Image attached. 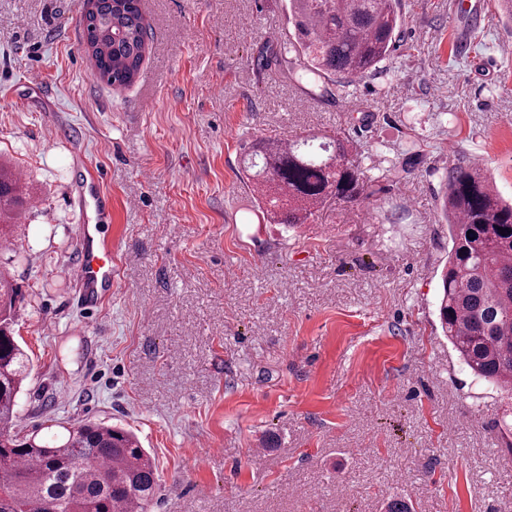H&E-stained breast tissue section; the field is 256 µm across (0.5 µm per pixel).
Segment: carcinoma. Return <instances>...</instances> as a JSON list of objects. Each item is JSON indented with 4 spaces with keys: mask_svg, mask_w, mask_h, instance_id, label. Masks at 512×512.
<instances>
[{
    "mask_svg": "<svg viewBox=\"0 0 512 512\" xmlns=\"http://www.w3.org/2000/svg\"><path fill=\"white\" fill-rule=\"evenodd\" d=\"M294 58L288 75L343 97L386 59L403 24L400 0H289ZM84 44L115 88L140 72L149 35L139 0H95L82 15ZM247 186L267 220L294 229L325 207L368 196L369 178L340 131L243 153ZM19 179L0 168V238L22 205ZM451 249L440 276L439 320L463 368L512 396V202L488 172L458 165L442 197ZM507 233L500 234V229ZM19 288L0 273V512H149L157 467L130 430L106 422L65 428L51 442L17 431L18 400L31 362L14 330Z\"/></svg>",
    "mask_w": 512,
    "mask_h": 512,
    "instance_id": "carcinoma-1",
    "label": "carcinoma"
}]
</instances>
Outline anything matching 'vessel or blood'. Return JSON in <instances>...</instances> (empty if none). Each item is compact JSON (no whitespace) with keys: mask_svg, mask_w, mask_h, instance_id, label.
Listing matches in <instances>:
<instances>
[{"mask_svg":"<svg viewBox=\"0 0 512 512\" xmlns=\"http://www.w3.org/2000/svg\"><path fill=\"white\" fill-rule=\"evenodd\" d=\"M109 202L110 199L102 188L99 172L87 170L85 183L78 193L76 222L81 240L79 269L82 297L89 308L95 307L112 288V248L105 243L95 244L91 234L93 212Z\"/></svg>","mask_w":512,"mask_h":512,"instance_id":"b4317fda","label":"vessel or blood"}]
</instances>
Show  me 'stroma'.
I'll list each match as a JSON object with an SVG mask.
<instances>
[{"label": "stroma", "instance_id": "obj_1", "mask_svg": "<svg viewBox=\"0 0 512 512\" xmlns=\"http://www.w3.org/2000/svg\"><path fill=\"white\" fill-rule=\"evenodd\" d=\"M463 7L485 17L464 38ZM141 9L148 51L118 92L81 43L79 0H0V162L30 198L0 248L32 359L18 430H133L159 469L151 512H385L400 496L415 512H512L507 400L437 317L450 169L482 156L512 199V22L497 0H401L393 52L335 100L278 62L286 0ZM336 127L371 193L282 240L256 217L240 147ZM88 165L112 198L115 274L93 311L74 198Z\"/></svg>", "mask_w": 512, "mask_h": 512}]
</instances>
